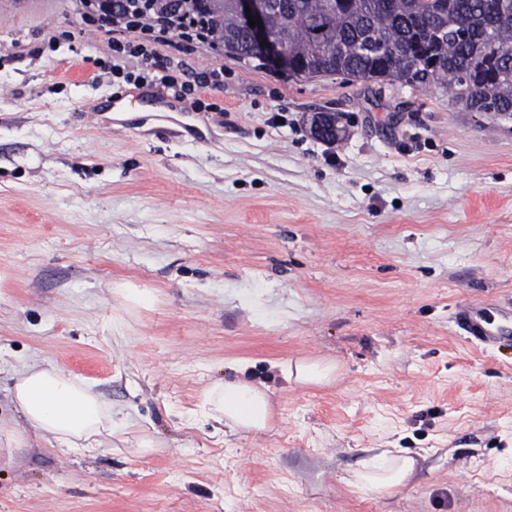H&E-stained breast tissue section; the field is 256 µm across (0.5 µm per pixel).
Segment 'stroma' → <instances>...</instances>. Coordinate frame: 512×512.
<instances>
[{"instance_id":"35a3bbf8","label":"stroma","mask_w":512,"mask_h":512,"mask_svg":"<svg viewBox=\"0 0 512 512\" xmlns=\"http://www.w3.org/2000/svg\"><path fill=\"white\" fill-rule=\"evenodd\" d=\"M1 9L0 512H512V340L457 321L512 323V115L206 43L185 61L223 84L158 107L83 0ZM300 360L333 381L286 380ZM35 362L128 414L124 439L26 431ZM237 369L271 391L265 434L202 406ZM383 448L410 483L348 485ZM463 326L474 339L483 343H495L512 334V329L494 323L488 319L482 308H472L463 314Z\"/></svg>"}]
</instances>
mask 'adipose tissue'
<instances>
[{"label":"adipose tissue","mask_w":512,"mask_h":512,"mask_svg":"<svg viewBox=\"0 0 512 512\" xmlns=\"http://www.w3.org/2000/svg\"><path fill=\"white\" fill-rule=\"evenodd\" d=\"M13 396L31 430L69 448L90 451L105 437L121 431L111 406L90 387L39 363L23 373ZM204 398L212 419L236 432L261 434L271 429L275 419L267 387L243 378L213 385ZM415 470L412 457H393L384 451L363 461L348 483L374 494H388L405 487Z\"/></svg>","instance_id":"1"}]
</instances>
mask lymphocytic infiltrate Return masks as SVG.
<instances>
[{"label": "lymphocytic infiltrate", "instance_id": "f902f5d3", "mask_svg": "<svg viewBox=\"0 0 512 512\" xmlns=\"http://www.w3.org/2000/svg\"><path fill=\"white\" fill-rule=\"evenodd\" d=\"M98 20L101 26L125 35L124 40L113 45L118 54L112 66L113 75L142 86L160 87L163 92L179 99L193 94L198 88L221 86L223 70L200 72L194 81H182L178 78V66L156 55V46L170 45L176 35L187 43L208 42L209 33L205 25L197 17L183 14L181 8L176 7L171 13L163 14L148 5L146 0H131L121 15L113 17L103 11L99 13Z\"/></svg>", "mask_w": 512, "mask_h": 512}]
</instances>
